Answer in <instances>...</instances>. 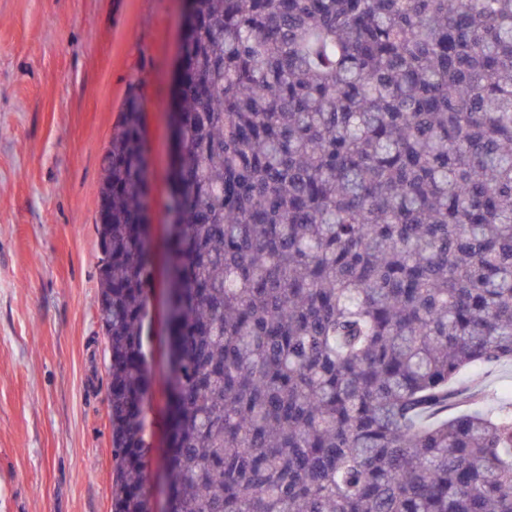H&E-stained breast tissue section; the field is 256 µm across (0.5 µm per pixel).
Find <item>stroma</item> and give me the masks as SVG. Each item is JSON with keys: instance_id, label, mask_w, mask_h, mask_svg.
Listing matches in <instances>:
<instances>
[{"instance_id": "obj_1", "label": "stroma", "mask_w": 512, "mask_h": 512, "mask_svg": "<svg viewBox=\"0 0 512 512\" xmlns=\"http://www.w3.org/2000/svg\"><path fill=\"white\" fill-rule=\"evenodd\" d=\"M182 0H0V512H112V430L97 231L102 160L141 79L154 184L147 457L166 443L163 343L170 101ZM493 410L512 363L465 370Z\"/></svg>"}]
</instances>
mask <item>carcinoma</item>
<instances>
[{
    "label": "carcinoma",
    "instance_id": "cac0c4a2",
    "mask_svg": "<svg viewBox=\"0 0 512 512\" xmlns=\"http://www.w3.org/2000/svg\"><path fill=\"white\" fill-rule=\"evenodd\" d=\"M171 115L167 512H512V0H191ZM103 159L112 512H154L153 184ZM458 384L481 392L479 406L482 409H496L512 397V363L505 361L471 367L460 375Z\"/></svg>",
    "mask_w": 512,
    "mask_h": 512
}]
</instances>
